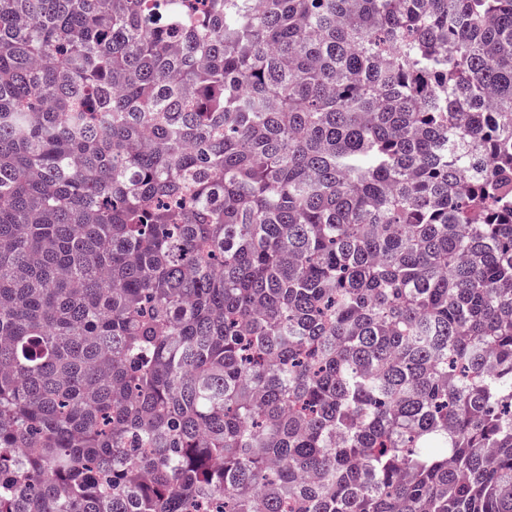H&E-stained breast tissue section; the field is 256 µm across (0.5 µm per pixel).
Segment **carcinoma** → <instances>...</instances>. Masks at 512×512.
<instances>
[{"mask_svg":"<svg viewBox=\"0 0 512 512\" xmlns=\"http://www.w3.org/2000/svg\"><path fill=\"white\" fill-rule=\"evenodd\" d=\"M0 512H512V0H0Z\"/></svg>","mask_w":512,"mask_h":512,"instance_id":"carcinoma-1","label":"carcinoma"}]
</instances>
